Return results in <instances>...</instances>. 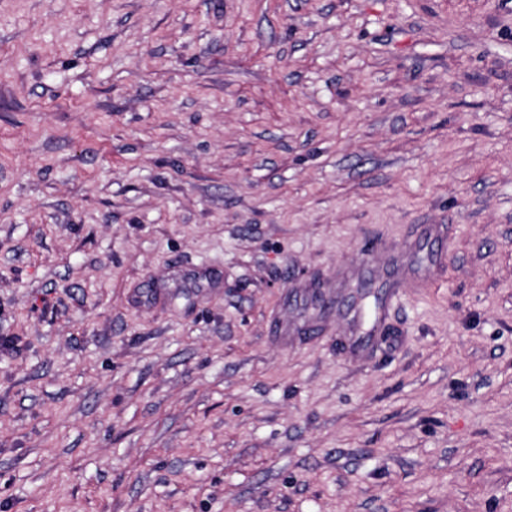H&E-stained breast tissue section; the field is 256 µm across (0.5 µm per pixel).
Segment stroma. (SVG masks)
<instances>
[{
	"instance_id": "stroma-1",
	"label": "stroma",
	"mask_w": 512,
	"mask_h": 512,
	"mask_svg": "<svg viewBox=\"0 0 512 512\" xmlns=\"http://www.w3.org/2000/svg\"><path fill=\"white\" fill-rule=\"evenodd\" d=\"M0 512H512V0H0ZM367 252L368 257L365 261L349 269L348 276L350 278L367 268H371L376 274L385 273L388 269H392L393 277L390 286L392 297L399 295L402 288H416L404 272L407 258L406 251L391 248L380 241L371 245ZM383 318V313L376 315L374 323L366 332L352 330L350 336H347L349 353L357 355L369 347H372L377 340L376 323Z\"/></svg>"
}]
</instances>
